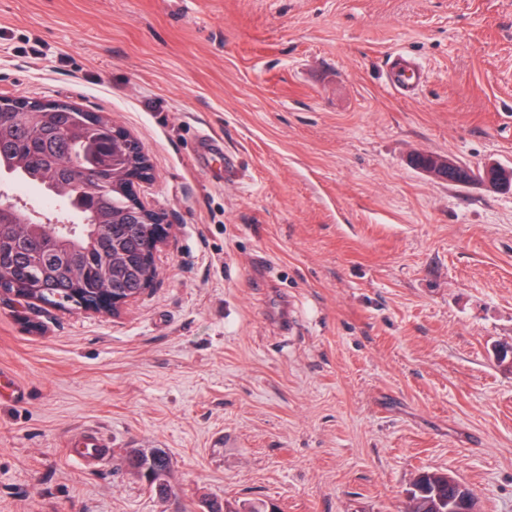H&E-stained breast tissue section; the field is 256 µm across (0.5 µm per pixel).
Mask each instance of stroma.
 I'll return each instance as SVG.
<instances>
[{
	"mask_svg": "<svg viewBox=\"0 0 512 512\" xmlns=\"http://www.w3.org/2000/svg\"><path fill=\"white\" fill-rule=\"evenodd\" d=\"M0 96L110 113L171 226L118 314L0 293V512H512V190L410 163L512 169V0H0ZM387 78L390 86L403 96L413 95L421 81L419 70L402 56L389 59ZM419 170L434 180L456 185H465L472 180L465 166L442 155H433L432 161ZM109 445L100 436L93 435L83 442L77 448H70L66 456L69 460L75 462L103 461L107 456ZM131 463L143 472L144 476L152 484L162 487L160 481L166 476L168 463L167 458L161 451H154L150 454L135 453L131 459ZM448 473L438 471H422L418 478L414 480L412 486L425 484L427 492L425 494H414L413 498L419 497L420 503L413 509L412 504L406 512H459L465 498L474 495L472 490L465 484H448ZM452 480H456L450 476Z\"/></svg>",
	"mask_w": 512,
	"mask_h": 512,
	"instance_id": "obj_1",
	"label": "stroma"
}]
</instances>
